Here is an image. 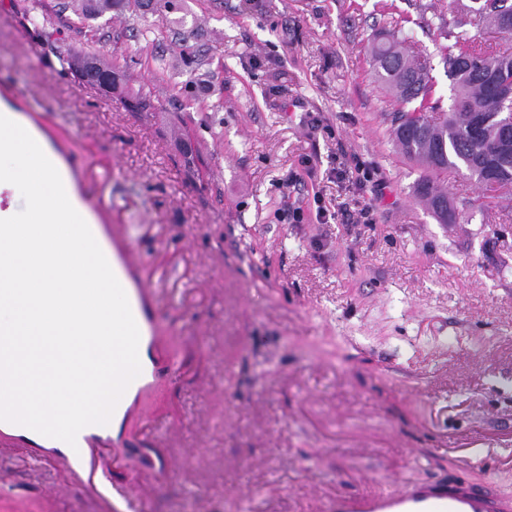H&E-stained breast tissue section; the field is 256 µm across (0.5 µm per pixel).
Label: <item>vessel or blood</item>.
<instances>
[{"label": "vessel or blood", "mask_w": 512, "mask_h": 512, "mask_svg": "<svg viewBox=\"0 0 512 512\" xmlns=\"http://www.w3.org/2000/svg\"><path fill=\"white\" fill-rule=\"evenodd\" d=\"M50 160L66 192L83 187L84 178L74 171L69 157L54 154ZM88 226L127 295L140 333L141 372L119 400L109 423L86 426L78 433L75 445L0 421V447L17 449L43 464L62 466L71 475L84 479L88 493L101 497L109 491V477L97 469L96 455L121 443L125 426L132 417H139L150 433H159V425L141 400L154 389L159 377L178 385L184 369L175 359L171 337L163 335L158 327L156 313L161 298L152 282L143 277L144 262L132 249L125 228L119 224H100L93 219ZM326 512H512V504L496 500L486 492L398 485L377 499L336 498L329 501Z\"/></svg>", "instance_id": "b4317fda"}]
</instances>
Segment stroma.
Instances as JSON below:
<instances>
[{"label": "stroma", "mask_w": 512, "mask_h": 512, "mask_svg": "<svg viewBox=\"0 0 512 512\" xmlns=\"http://www.w3.org/2000/svg\"><path fill=\"white\" fill-rule=\"evenodd\" d=\"M376 2L177 0L84 21L58 0H0V90L89 166L85 193L147 259L179 359L201 356L147 399L176 471L143 465L137 420L98 459L133 512H324L398 482L512 498V204L455 173L469 220L437 223L414 197L420 171L371 77L370 41L394 27ZM433 3L453 7L394 0L443 113ZM81 52L150 108L79 82L64 61ZM367 203L374 223L347 222ZM321 205L335 220L318 223ZM0 512L112 503L5 448Z\"/></svg>", "instance_id": "obj_1"}]
</instances>
